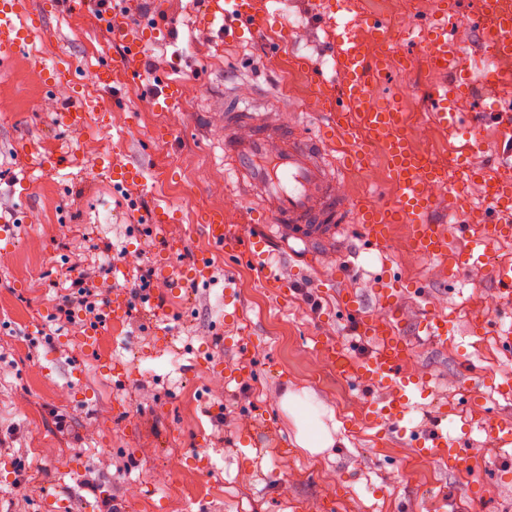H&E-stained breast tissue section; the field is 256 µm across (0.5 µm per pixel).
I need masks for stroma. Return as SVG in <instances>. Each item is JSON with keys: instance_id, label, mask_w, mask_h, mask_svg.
<instances>
[{"instance_id": "1", "label": "stroma", "mask_w": 512, "mask_h": 512, "mask_svg": "<svg viewBox=\"0 0 512 512\" xmlns=\"http://www.w3.org/2000/svg\"><path fill=\"white\" fill-rule=\"evenodd\" d=\"M334 7V0H283L282 15L269 16L263 34L228 39L203 0H145L133 22L145 34L146 78L135 84L120 75L111 89L95 90L91 99L108 110V125L73 132L45 111L47 75L31 56L72 64L85 85L124 45L85 7L39 0L48 37L31 38L0 66V222L14 227L10 243H0V512H98L108 496L125 512H512V446L499 447L483 431L471 434L485 467L483 487L472 492L457 467L435 463L428 481L413 478L400 439H380L350 418H336L333 448L310 453L296 444L294 422L281 408L289 391L335 408L343 381L329 364L311 372L318 356L312 336L348 340L337 293L375 296L387 269L401 279L400 321L417 372L432 386L413 411L414 425H429L468 382L481 409L512 421V400L500 394L507 356L496 336L482 337L471 326L490 289L488 267L467 269L451 286L427 258L420 261L423 275L410 279L393 249L358 253L352 238L340 236L310 250L281 235L272 246L287 257L262 270L248 252L226 257L201 231L220 213L242 237L266 232L257 204L228 186L224 101L251 99L287 111L306 130L319 129L326 118L317 98L289 84L287 67L293 55L320 65L329 79L322 95L340 99L331 52L336 32L322 24ZM476 23V0H460L448 19V44L471 66L468 91L454 101L461 113L492 112L512 101V89L480 79ZM281 39L285 47L272 51ZM426 69L423 54L396 45L374 100L404 96L412 114L428 112ZM157 72L181 83L197 79L188 110L165 103ZM116 152L142 159L141 184L113 185L108 167ZM167 206L181 218L150 230L144 263L160 277L146 305L132 293L139 267L119 253L139 247V213ZM33 212L41 223H28ZM166 240L183 250L163 256L158 244ZM203 252L210 269L200 279L171 275L172 267L192 268ZM69 261L85 269L108 265L103 282L129 301L89 351L72 329L51 341L44 335ZM286 284L309 289L319 309L300 292L281 297ZM432 309L449 319L447 349L418 330ZM248 359L256 370L252 384L231 381ZM117 364L126 381L111 375ZM59 413L67 430L55 424ZM172 439L185 450L175 474L165 452ZM21 466L40 486L27 502L9 493ZM282 479L291 487L286 498L278 492ZM135 484L142 497L132 495Z\"/></svg>"}]
</instances>
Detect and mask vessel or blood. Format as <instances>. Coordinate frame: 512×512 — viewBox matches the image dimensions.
I'll return each instance as SVG.
<instances>
[{
    "mask_svg": "<svg viewBox=\"0 0 512 512\" xmlns=\"http://www.w3.org/2000/svg\"><path fill=\"white\" fill-rule=\"evenodd\" d=\"M212 18L221 20L228 37L248 30L264 32L266 16L261 0H210ZM34 13L32 0H0V62L8 60L35 31L25 22ZM447 6H440L424 23L407 24L411 44L429 62L428 82L432 88L428 123L447 124L456 120L449 110L450 95L462 92L469 77L466 68L448 49ZM482 23L478 25L481 56L485 62L482 79L494 86L512 85V5H492L481 0ZM326 24L338 30L332 52L343 77V105L328 100L323 108L329 118L317 132L305 133L269 112H252L238 103L224 104V156L231 164L236 187L260 197L262 212L279 230L308 247L326 246L336 235L356 230L364 248L379 249L389 241L390 227L406 225L411 246L429 259L438 261L448 281L458 280L469 267L486 256L490 242L512 234V110L467 114L464 125L479 130L488 123L497 124L505 148L499 171L486 177L479 163L478 143H470L458 159L459 176L446 181L439 170L429 165L411 146V131L405 115L398 110L397 98L376 103L372 84L383 81L389 72V57L374 53V46H387L396 39L391 20L346 22L343 11L326 17ZM112 34L123 41L124 51L98 67L99 85L110 86L116 72L131 81L145 75L142 31L126 18H112ZM34 68L48 72L50 86L76 85L71 68L48 64L43 56L31 59ZM455 73V84L446 76ZM107 124L108 114L94 102L60 112V123L72 131L84 128L89 121ZM377 146L385 155L390 172V196L358 205L344 193L340 174L344 168L364 157L363 143ZM110 176L113 184L128 186L140 183L143 170L131 156L113 154ZM479 182L486 203L473 207L468 184ZM447 187L455 222L437 223L433 215L440 210L436 190ZM206 237L223 248L225 254L249 251L254 262L271 265V253L264 239L244 242L231 234L220 214L211 215L203 226ZM494 289L491 298L496 310L512 306V263L495 264L490 272ZM398 291L384 289L376 311H367L352 292L342 294L338 303L353 332L361 340L374 342L375 348L361 359H353L335 342H321L320 348L339 375L350 379L363 399L371 400L368 423L379 435L399 431L415 451L440 464L472 461L476 450L467 435L449 436L447 413H438L429 430H408L405 418L411 403L429 393L426 378L405 372L403 365L412 345L394 323ZM442 315L426 316L420 328L433 343H448V328ZM476 329L498 330L503 346L512 349V326L502 327L494 312L474 319ZM481 430L502 444H512V424L484 415Z\"/></svg>",
    "mask_w": 512,
    "mask_h": 512,
    "instance_id": "vessel-or-blood-1",
    "label": "vessel or blood"
}]
</instances>
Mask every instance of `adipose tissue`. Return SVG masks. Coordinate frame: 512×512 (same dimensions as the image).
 <instances>
[{
    "label": "adipose tissue",
    "mask_w": 512,
    "mask_h": 512,
    "mask_svg": "<svg viewBox=\"0 0 512 512\" xmlns=\"http://www.w3.org/2000/svg\"><path fill=\"white\" fill-rule=\"evenodd\" d=\"M281 406L295 422V440L299 447L318 454L334 446L335 441L326 422L329 411L316 403L311 395L286 393Z\"/></svg>",
    "instance_id": "1"
}]
</instances>
